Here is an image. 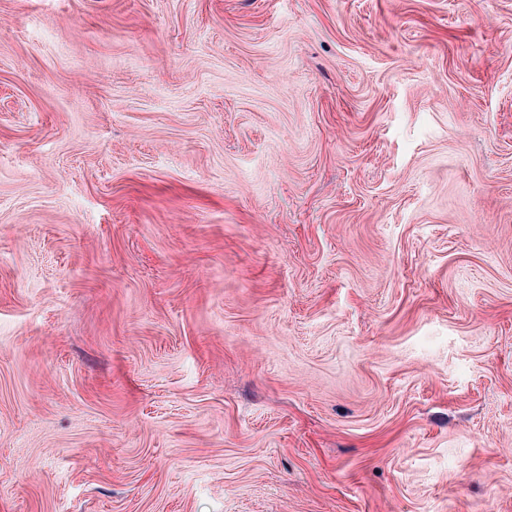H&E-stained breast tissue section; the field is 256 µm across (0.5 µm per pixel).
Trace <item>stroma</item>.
Here are the masks:
<instances>
[{
  "label": "stroma",
  "mask_w": 512,
  "mask_h": 512,
  "mask_svg": "<svg viewBox=\"0 0 512 512\" xmlns=\"http://www.w3.org/2000/svg\"><path fill=\"white\" fill-rule=\"evenodd\" d=\"M0 512H512V0H0Z\"/></svg>",
  "instance_id": "35a3bbf8"
}]
</instances>
